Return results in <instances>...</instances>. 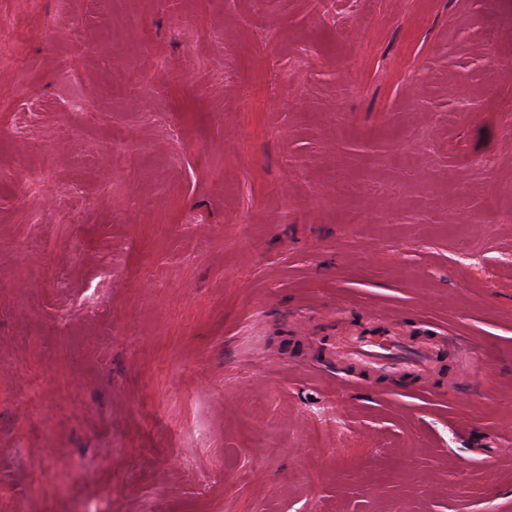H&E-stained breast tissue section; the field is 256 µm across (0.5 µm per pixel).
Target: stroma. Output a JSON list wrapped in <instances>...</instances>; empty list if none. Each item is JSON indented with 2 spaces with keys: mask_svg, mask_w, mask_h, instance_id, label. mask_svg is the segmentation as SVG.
I'll use <instances>...</instances> for the list:
<instances>
[{
  "mask_svg": "<svg viewBox=\"0 0 512 512\" xmlns=\"http://www.w3.org/2000/svg\"><path fill=\"white\" fill-rule=\"evenodd\" d=\"M380 316L479 362L310 369ZM510 444L512 0H0V512H512Z\"/></svg>",
  "mask_w": 512,
  "mask_h": 512,
  "instance_id": "stroma-1",
  "label": "stroma"
}]
</instances>
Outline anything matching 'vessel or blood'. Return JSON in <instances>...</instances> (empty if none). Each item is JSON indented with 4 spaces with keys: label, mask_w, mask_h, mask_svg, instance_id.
<instances>
[{
    "label": "vessel or blood",
    "mask_w": 512,
    "mask_h": 512,
    "mask_svg": "<svg viewBox=\"0 0 512 512\" xmlns=\"http://www.w3.org/2000/svg\"><path fill=\"white\" fill-rule=\"evenodd\" d=\"M334 353L339 362L368 374H396L411 377L420 383L429 382L440 356L455 361L474 363L472 342L464 337L438 331L425 325L421 336L401 335L387 327L377 334L358 333L338 337Z\"/></svg>",
    "instance_id": "1"
}]
</instances>
